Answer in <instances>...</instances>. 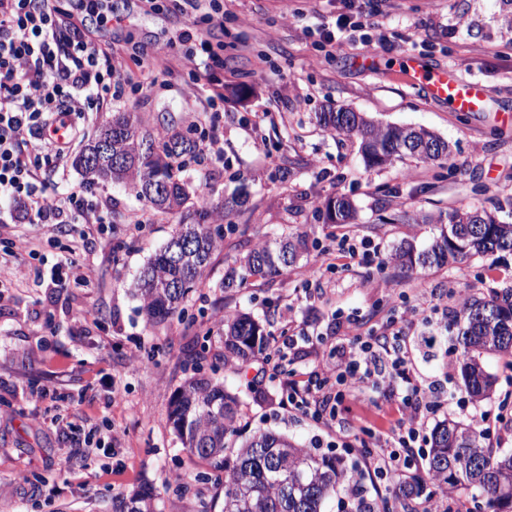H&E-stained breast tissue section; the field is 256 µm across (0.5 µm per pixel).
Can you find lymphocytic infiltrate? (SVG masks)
<instances>
[{
    "label": "lymphocytic infiltrate",
    "instance_id": "obj_1",
    "mask_svg": "<svg viewBox=\"0 0 512 512\" xmlns=\"http://www.w3.org/2000/svg\"><path fill=\"white\" fill-rule=\"evenodd\" d=\"M56 2L0 0V200L15 203L17 224H105L108 212L87 204L91 183L62 196L49 179L80 137L74 116L120 97L127 64L88 45L75 23L62 20ZM404 337L403 320L392 319L382 332L338 348L335 371L317 366L303 380L268 374L281 380L288 407L327 425L349 396L376 393L394 404L392 427H363L344 442L360 450L381 501L416 468L429 414L460 407L455 393L423 387L410 372Z\"/></svg>",
    "mask_w": 512,
    "mask_h": 512
}]
</instances>
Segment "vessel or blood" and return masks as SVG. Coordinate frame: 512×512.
Wrapping results in <instances>:
<instances>
[{
    "label": "vessel or blood",
    "mask_w": 512,
    "mask_h": 512,
    "mask_svg": "<svg viewBox=\"0 0 512 512\" xmlns=\"http://www.w3.org/2000/svg\"><path fill=\"white\" fill-rule=\"evenodd\" d=\"M399 69L408 81L424 84L431 98L447 101L454 111L470 113L485 108L482 86L475 81L460 79L453 70L431 71L419 60L410 58L402 61Z\"/></svg>",
    "instance_id": "1"
}]
</instances>
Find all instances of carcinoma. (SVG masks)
Returning <instances> with one entry per match:
<instances>
[{
    "mask_svg": "<svg viewBox=\"0 0 512 512\" xmlns=\"http://www.w3.org/2000/svg\"><path fill=\"white\" fill-rule=\"evenodd\" d=\"M327 131L359 142L367 169H379L405 156L424 161L449 155L439 136L421 129L427 144L412 140L411 128L379 125L360 112L343 109L321 112ZM187 132L161 133L133 123L125 112L102 120L93 137L75 155L73 165L98 182L128 185L158 212L183 207L189 199L185 172L198 160V143ZM110 142L111 154L94 161L101 141ZM512 197L491 208H456L438 217L398 212L399 224H438L439 233L424 247L414 239L396 245L389 264L399 277L424 275L433 269L470 259L512 254V224L498 220ZM325 224H350L355 218L352 201L343 195L327 199L320 210ZM202 213L191 224H180L139 273L135 293L150 325L164 327L200 283L224 240V225L208 222ZM308 251V235L292 234L263 241L237 258L224 273L221 287L233 292L248 278H266L297 269ZM448 327L456 329L461 378L472 401L488 398L495 377L486 360L494 358L512 368V283L466 298L453 311ZM221 338L224 360L248 362L264 350L270 336L252 317L240 311L224 316ZM239 397L225 383L195 375L174 393L167 420L187 453L205 462L218 479L221 512H325V505L360 478L356 464L343 456L320 453L298 444L287 434L262 429L237 441L235 423ZM462 491L457 512H512V453L493 447L472 423L442 420L431 432L425 477L405 485L408 500L431 489L425 478ZM113 512H155L154 496L145 490L122 495L112 502Z\"/></svg>",
    "mask_w": 512,
    "mask_h": 512,
    "instance_id": "1",
    "label": "carcinoma"
}]
</instances>
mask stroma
Segmentation results:
<instances>
[{"instance_id": "obj_1", "label": "stroma", "mask_w": 512, "mask_h": 512, "mask_svg": "<svg viewBox=\"0 0 512 512\" xmlns=\"http://www.w3.org/2000/svg\"><path fill=\"white\" fill-rule=\"evenodd\" d=\"M101 12L120 15L112 29L87 22L96 47L127 57L144 47L166 71L128 66L119 99L79 118L91 132L100 115L130 112L158 129L188 126L191 111L212 109L222 162L202 155L187 171L186 209L159 213L123 184L99 182L92 198L112 207V221L89 238L45 224H1L0 254L25 240L21 274L0 289V512H112V499L151 485L157 512H196L216 489L203 480L205 464L191 458L167 422L174 391L193 372L226 380L240 395L236 427L248 437L260 427L296 442L337 451L335 429L281 402L279 383L259 364L224 360L218 314L250 313L271 337L290 332L282 371L329 357L351 334L380 328L395 311H410L406 344L410 367L423 385L456 388L459 351L445 325L463 298L512 276V255L433 270L415 281L392 277L380 263L343 266L342 237L369 239L382 257L409 237L429 241L432 224H393L397 210L438 214L476 207L486 196H512V5L507 0H359L365 25L335 44L344 0H214L180 11L175 0H97ZM219 24L209 23V16ZM419 57L427 67L450 68L485 87L489 109L462 114L406 81L399 59ZM350 108L383 124L421 126L448 140L449 158L407 157L365 169L358 146L321 128L315 115ZM248 184L247 210L224 215L222 204ZM350 197L355 223L333 226L318 210L327 197ZM206 211L225 225L224 241L203 280L185 303L184 318L154 330L134 295L136 276L185 215ZM306 233L313 245L296 271L251 280L224 294V272L255 244L282 232ZM88 263V283L56 288L35 279L64 258ZM70 393L56 407L36 400L42 387ZM121 403L107 407L108 388ZM339 422L387 428L395 415L386 399H353ZM111 424L119 441L110 453L78 454L52 419ZM182 474V495L172 481Z\"/></svg>"}]
</instances>
